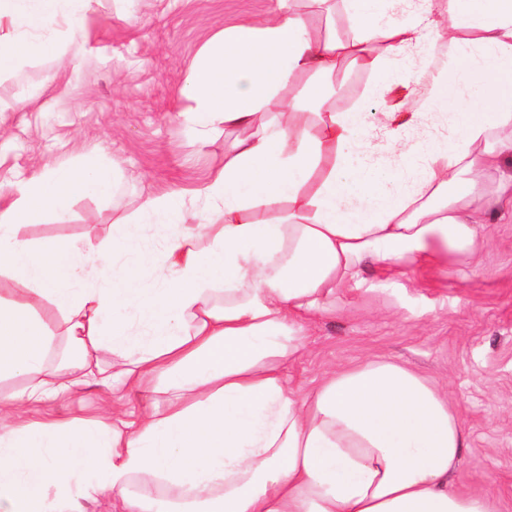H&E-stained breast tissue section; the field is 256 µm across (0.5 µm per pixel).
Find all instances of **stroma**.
Segmentation results:
<instances>
[{
  "label": "stroma",
  "instance_id": "1",
  "mask_svg": "<svg viewBox=\"0 0 512 512\" xmlns=\"http://www.w3.org/2000/svg\"><path fill=\"white\" fill-rule=\"evenodd\" d=\"M274 0H93L83 26L49 23L38 37L58 43L56 57H31L0 75V96L25 104L0 112V180L28 177L43 165L66 166L86 155L115 163L103 199L78 200L66 221L46 217L21 227L42 243L81 240L112 246V217L151 195L185 191L188 208L205 213L189 190L224 166L238 133L215 125L198 139L184 122V95L196 59L240 18L264 25ZM432 28L377 78L365 61L345 59L332 77L334 112L362 106L411 111L425 97L442 57ZM376 97H368L371 85ZM486 246L447 276L391 275L368 267L360 289L312 323L300 356L288 364L302 392L324 371L370 358L402 364L447 392L466 436L455 487L487 492L512 512V220L487 227ZM113 394L92 385L38 405L41 419H92Z\"/></svg>",
  "mask_w": 512,
  "mask_h": 512
}]
</instances>
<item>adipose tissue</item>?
<instances>
[{
    "mask_svg": "<svg viewBox=\"0 0 512 512\" xmlns=\"http://www.w3.org/2000/svg\"><path fill=\"white\" fill-rule=\"evenodd\" d=\"M91 0H0V72L54 41L41 25L85 19ZM354 35L310 33L291 0L264 26L243 19L196 60L184 120L246 129L199 189L191 223L179 192L116 216L175 225L160 256L96 278L105 253L75 242L35 244L22 225L65 218L75 198L107 196L112 169L87 156L0 182V512H498L489 494L449 479L465 446L459 414L424 377L386 359L332 369L298 395L285 368L305 326L368 266L444 272L472 258L512 198V0H448L444 71L429 104L444 136L392 149L425 110L332 112L331 77L353 55L381 69L417 39L391 13L416 0H343ZM379 130L372 145L363 136ZM157 273L145 286L139 265ZM53 309L45 311L41 303ZM123 306L125 320L112 311ZM68 355L50 361L58 340ZM112 355L103 365L99 353ZM148 404L87 421H37L27 407L89 384Z\"/></svg>",
    "mask_w": 512,
    "mask_h": 512,
    "instance_id": "1",
    "label": "adipose tissue"
}]
</instances>
